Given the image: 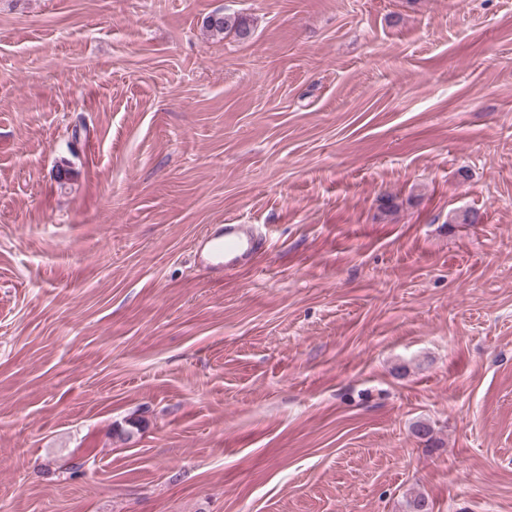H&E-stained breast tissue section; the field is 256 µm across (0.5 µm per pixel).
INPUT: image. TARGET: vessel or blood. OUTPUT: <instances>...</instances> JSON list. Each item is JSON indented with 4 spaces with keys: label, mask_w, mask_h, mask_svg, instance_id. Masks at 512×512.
I'll list each match as a JSON object with an SVG mask.
<instances>
[{
    "label": "vessel or blood",
    "mask_w": 512,
    "mask_h": 512,
    "mask_svg": "<svg viewBox=\"0 0 512 512\" xmlns=\"http://www.w3.org/2000/svg\"><path fill=\"white\" fill-rule=\"evenodd\" d=\"M268 248L265 235L249 224H212L195 246L199 265L208 273L221 275L249 267Z\"/></svg>",
    "instance_id": "vessel-or-blood-1"
}]
</instances>
